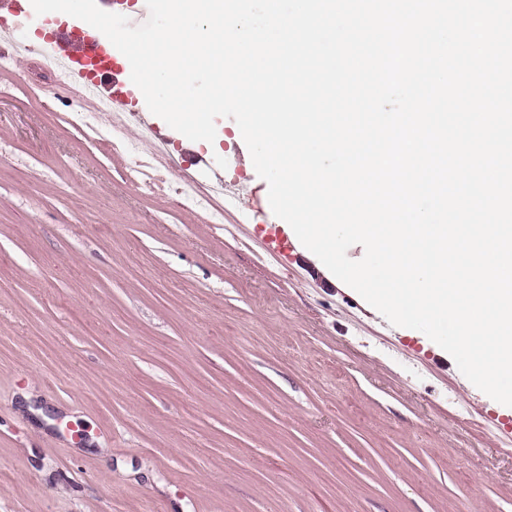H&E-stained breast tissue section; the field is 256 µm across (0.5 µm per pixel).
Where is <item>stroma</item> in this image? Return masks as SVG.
Returning <instances> with one entry per match:
<instances>
[{
	"mask_svg": "<svg viewBox=\"0 0 512 512\" xmlns=\"http://www.w3.org/2000/svg\"><path fill=\"white\" fill-rule=\"evenodd\" d=\"M67 14L0 8L23 38ZM38 61L0 66V512H512V407L389 323L291 226L257 267L161 172L67 123ZM176 161L256 197L236 123Z\"/></svg>",
	"mask_w": 512,
	"mask_h": 512,
	"instance_id": "obj_1",
	"label": "stroma"
}]
</instances>
